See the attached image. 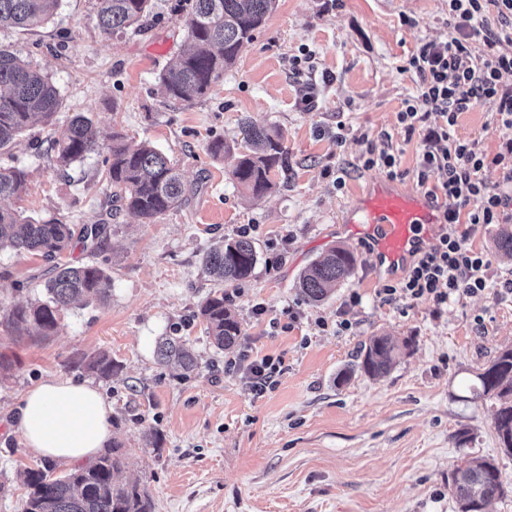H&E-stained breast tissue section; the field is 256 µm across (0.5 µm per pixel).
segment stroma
<instances>
[{"label":"stroma","instance_id":"35a3bbf8","mask_svg":"<svg viewBox=\"0 0 512 512\" xmlns=\"http://www.w3.org/2000/svg\"><path fill=\"white\" fill-rule=\"evenodd\" d=\"M172 2L155 0L142 28L118 35L98 27L94 0H61L29 31L0 29V44L45 71L63 102L52 124L13 149L31 179L11 205L35 218L106 225L101 253L77 246L64 258L98 262L112 279L109 300L63 311L52 336L16 342L0 325V353L12 361L0 375V512H21L24 473L44 464L26 451L14 414L29 388L53 376L92 383L111 405L112 433L127 455L117 479L145 488L153 512H458L448 481L471 458L496 459L506 483L486 512H512V456L493 429L495 401L469 390L512 346V294L502 288L512 260L494 250L498 225L472 239L489 259L486 290L437 305L385 301L388 279L346 222L359 191L386 177L360 164L381 132L393 133L400 156L396 185L418 188L419 141L396 133L397 114L417 92L409 56L420 41L448 38V0H277L211 94L188 102L166 99L158 83L187 45ZM302 53L312 66L294 71ZM309 87L311 110L301 102ZM78 112L101 134L147 140L167 154L189 189L185 202L148 224L112 211L102 155L59 169L47 142ZM246 116L275 127L288 150L287 174L260 198L236 187L228 160L207 150L216 138L241 145ZM456 133L494 157L493 102L461 113ZM339 166L347 170L340 190L331 177ZM237 234L254 241L258 262L249 279L224 286L203 258ZM339 244L357 258L353 274L323 302L306 301L301 271ZM50 269L40 256L0 251V318L41 297ZM218 289L243 328L224 351L198 316ZM342 319L351 330L337 331ZM380 334L413 346L371 377L357 364L362 345ZM165 336L193 348V374L157 363ZM101 351L120 364L116 376L86 369ZM243 355L280 363L263 396L244 370L225 368Z\"/></svg>","mask_w":512,"mask_h":512}]
</instances>
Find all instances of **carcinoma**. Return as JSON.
<instances>
[{
  "label": "carcinoma",
  "mask_w": 512,
  "mask_h": 512,
  "mask_svg": "<svg viewBox=\"0 0 512 512\" xmlns=\"http://www.w3.org/2000/svg\"><path fill=\"white\" fill-rule=\"evenodd\" d=\"M60 0H0V28L27 30L47 22ZM152 0H95V18L107 35L138 25L152 12ZM276 8V0H176L171 9L182 14L189 47L175 64L159 76L163 95L174 101L204 97L233 66L244 43ZM62 105L60 94L49 77L22 59L8 46L0 45V155L31 128L52 122ZM244 145L238 149L214 139L208 151L215 158H230L231 174L237 186L259 198L270 192L273 176L288 172V151L279 133L251 119L244 122ZM107 151L104 158L111 202L141 217L155 221L182 203L185 187L171 160L149 141H130L114 132L111 143L92 130V121L82 113L48 142L46 153L67 170L91 153ZM29 187V173L23 167L0 165V202L18 197ZM107 227L85 225L75 229L57 218L35 219L0 206V249L40 255L58 260L45 283L46 297L15 307L4 318L8 332L17 339L49 336L58 326L60 313L72 305L106 301L112 281L97 264L61 263L62 255L78 242L92 251L101 249ZM496 252L512 257V228H502L494 242ZM257 261L254 242L245 235L224 239V245L207 253L204 266L209 274L225 283L248 279ZM354 253L341 245L330 248L300 273L298 289L311 303L328 298L337 285L353 272ZM211 344L218 350L237 345L242 336L241 321L226 303L224 291L211 293L199 309ZM412 340L397 342L389 336H373L365 346L360 368L377 377L388 372L396 356L410 348ZM160 364L175 363L183 374L197 368L192 349L179 337L159 343ZM99 377L110 379L118 365L106 353L86 363ZM476 397L492 396L498 401L493 429L503 452L512 454V347L499 349L476 375ZM122 443L112 440V451L93 463L47 479L46 465L26 472L29 488L22 512H151L147 492L137 484H120L115 473L126 465ZM448 490L459 512H481L505 492L502 472L493 459L466 461L454 467Z\"/></svg>",
  "instance_id": "obj_1"
}]
</instances>
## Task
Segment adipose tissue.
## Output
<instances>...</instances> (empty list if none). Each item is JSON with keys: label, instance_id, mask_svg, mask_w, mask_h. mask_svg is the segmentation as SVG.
<instances>
[{"label": "adipose tissue", "instance_id": "1", "mask_svg": "<svg viewBox=\"0 0 512 512\" xmlns=\"http://www.w3.org/2000/svg\"><path fill=\"white\" fill-rule=\"evenodd\" d=\"M16 422L25 447L53 461H91L112 439V409L99 390L60 377L25 393Z\"/></svg>", "mask_w": 512, "mask_h": 512}]
</instances>
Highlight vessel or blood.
I'll return each mask as SVG.
<instances>
[{
    "instance_id": "vessel-or-blood-1",
    "label": "vessel or blood",
    "mask_w": 512,
    "mask_h": 512,
    "mask_svg": "<svg viewBox=\"0 0 512 512\" xmlns=\"http://www.w3.org/2000/svg\"><path fill=\"white\" fill-rule=\"evenodd\" d=\"M349 221L362 226L377 268L393 276L434 242L441 216L426 194L380 182L360 194Z\"/></svg>"
}]
</instances>
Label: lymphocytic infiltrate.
Listing matches in <instances>:
<instances>
[{"instance_id":"obj_1","label":"lymphocytic infiltrate","mask_w":512,"mask_h":512,"mask_svg":"<svg viewBox=\"0 0 512 512\" xmlns=\"http://www.w3.org/2000/svg\"><path fill=\"white\" fill-rule=\"evenodd\" d=\"M448 29L447 41L423 42L409 58L417 94L397 114L405 137L420 140L417 184L440 206L444 222L431 247L400 279L383 286L389 299L443 304L484 292L489 259L468 240L512 213V194L491 189L482 177L491 162L512 184V87L501 82L503 73L512 72V55L497 51L512 42V0H448ZM477 37L483 40L479 52L473 48ZM484 100L494 103L502 132L501 150L491 160L455 129L459 114Z\"/></svg>"}]
</instances>
